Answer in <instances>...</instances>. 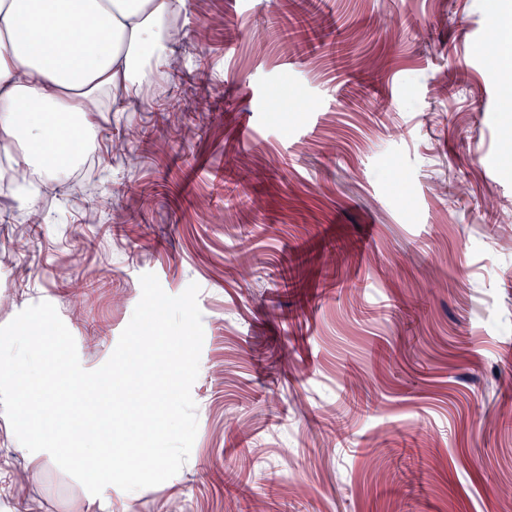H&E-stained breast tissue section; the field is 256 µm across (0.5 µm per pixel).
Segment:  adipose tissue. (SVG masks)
<instances>
[{
    "mask_svg": "<svg viewBox=\"0 0 512 512\" xmlns=\"http://www.w3.org/2000/svg\"><path fill=\"white\" fill-rule=\"evenodd\" d=\"M188 0H0V174L30 216L97 144L98 115L171 66Z\"/></svg>",
    "mask_w": 512,
    "mask_h": 512,
    "instance_id": "ef3b65f1",
    "label": "adipose tissue"
}]
</instances>
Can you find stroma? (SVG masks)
<instances>
[{
  "mask_svg": "<svg viewBox=\"0 0 512 512\" xmlns=\"http://www.w3.org/2000/svg\"><path fill=\"white\" fill-rule=\"evenodd\" d=\"M304 7L189 0L175 69L46 222L0 185V326L50 302L97 369L151 272L199 285L204 331L174 477L94 504L52 462L27 482L0 413V512H229L228 472L243 512H512V0H322L314 51L282 37ZM349 385L351 451L322 424Z\"/></svg>",
  "mask_w": 512,
  "mask_h": 512,
  "instance_id": "obj_1",
  "label": "stroma"
}]
</instances>
